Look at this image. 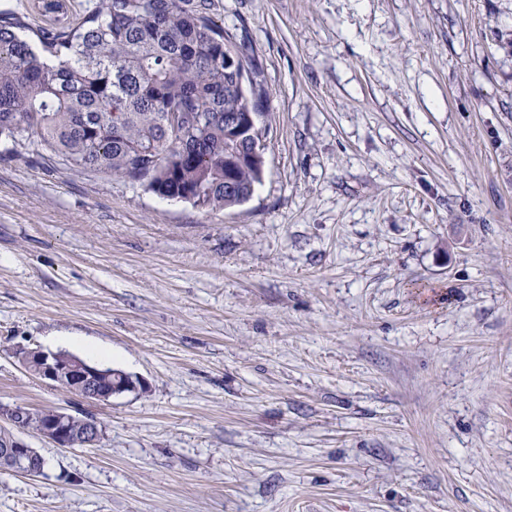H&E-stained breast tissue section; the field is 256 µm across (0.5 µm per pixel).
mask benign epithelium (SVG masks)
<instances>
[{
    "label": "benign epithelium",
    "mask_w": 512,
    "mask_h": 512,
    "mask_svg": "<svg viewBox=\"0 0 512 512\" xmlns=\"http://www.w3.org/2000/svg\"><path fill=\"white\" fill-rule=\"evenodd\" d=\"M251 118L237 112L224 114V131L248 128ZM22 366L43 380L57 383L61 387L79 393L82 397L96 402H109L125 393H136L145 389L144 382L128 373L112 378V372L93 366L81 359L72 358L62 352H45L41 349L22 348L15 352ZM34 410L21 406H0V421L11 429L29 430ZM35 434L53 441L61 448L78 445L92 447L102 436L100 422L86 416L82 427L72 426V414L55 410L39 422ZM45 461L39 452L25 440L14 435L0 446V471L21 473L28 476L44 472Z\"/></svg>",
    "instance_id": "7a95c632"
}]
</instances>
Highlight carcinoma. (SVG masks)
I'll list each match as a JSON object with an SVG mask.
<instances>
[{
	"label": "carcinoma",
	"instance_id": "carcinoma-1",
	"mask_svg": "<svg viewBox=\"0 0 512 512\" xmlns=\"http://www.w3.org/2000/svg\"><path fill=\"white\" fill-rule=\"evenodd\" d=\"M212 0H41L47 27L0 13V138L76 168L140 182L202 210L242 205L263 168L227 163L224 113L266 134L259 67L211 16ZM236 57V63L227 58Z\"/></svg>",
	"mask_w": 512,
	"mask_h": 512
}]
</instances>
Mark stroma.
Here are the masks:
<instances>
[{
	"mask_svg": "<svg viewBox=\"0 0 512 512\" xmlns=\"http://www.w3.org/2000/svg\"><path fill=\"white\" fill-rule=\"evenodd\" d=\"M269 94L264 174L204 212L0 140V512H512V0H213ZM112 352L142 392L24 370ZM14 354L25 369L39 378L55 382L91 401L111 402L113 397L145 388L138 377L123 372L112 380V370H104L62 352L22 348ZM52 410H40L35 414V410L21 406H0V421L4 420L11 429L17 431H30L29 424L33 418L36 428L38 414L50 413ZM73 415L62 411L54 410L52 413L44 416L39 422L38 430L33 432L37 436L47 438L53 441L61 448H73L78 445H87L92 447L96 445L102 436L100 422L86 416L83 418L82 427L74 428L72 426ZM45 464L36 448H32L16 434L4 442L0 449V471L2 473L36 476L44 472Z\"/></svg>",
	"mask_w": 512,
	"mask_h": 512,
	"instance_id": "35a3bbf8",
	"label": "stroma"
}]
</instances>
